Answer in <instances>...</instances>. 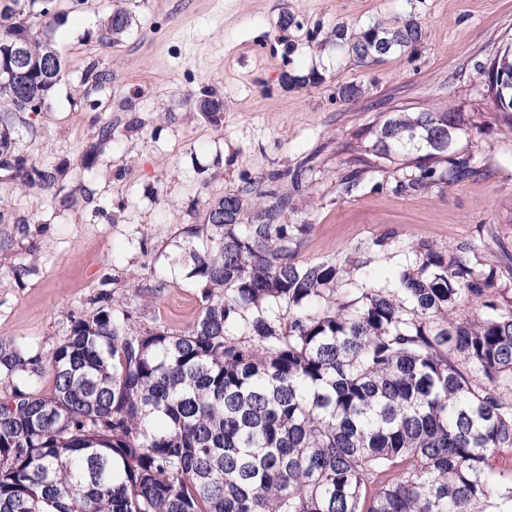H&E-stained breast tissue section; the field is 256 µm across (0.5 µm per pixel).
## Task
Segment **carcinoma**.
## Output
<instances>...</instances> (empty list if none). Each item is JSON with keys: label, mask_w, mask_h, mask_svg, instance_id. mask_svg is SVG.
Listing matches in <instances>:
<instances>
[{"label": "carcinoma", "mask_w": 512, "mask_h": 512, "mask_svg": "<svg viewBox=\"0 0 512 512\" xmlns=\"http://www.w3.org/2000/svg\"><path fill=\"white\" fill-rule=\"evenodd\" d=\"M57 0H0V172L65 210L64 169L17 153L27 113L52 109L66 62L39 37L62 21ZM114 12L104 42L127 31ZM416 23L353 37L359 66L416 49ZM112 73L89 62L75 85L97 109ZM195 108L217 122L203 86ZM464 116L398 112L374 133L377 157L426 151L402 192L473 169L448 156ZM118 136L101 123L96 145ZM308 160L212 199L185 234L202 309L183 333L132 329L109 293L69 314L43 357L0 343V512H512V309L494 275L429 243L390 288L354 297L348 264L300 263L305 224L287 186ZM474 307L455 316L461 300ZM50 392L36 389L45 372Z\"/></svg>", "instance_id": "carcinoma-1"}]
</instances>
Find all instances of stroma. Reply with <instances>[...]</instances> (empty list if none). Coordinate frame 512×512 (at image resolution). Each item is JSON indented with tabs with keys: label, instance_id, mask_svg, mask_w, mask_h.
Masks as SVG:
<instances>
[{
	"label": "stroma",
	"instance_id": "stroma-1",
	"mask_svg": "<svg viewBox=\"0 0 512 512\" xmlns=\"http://www.w3.org/2000/svg\"><path fill=\"white\" fill-rule=\"evenodd\" d=\"M66 17L51 32L72 74L89 61L112 73L97 111L80 110L61 84L52 111L28 115L16 149L34 162L65 163L72 185L94 189L90 203L61 210L32 190L0 181V212L24 217L28 235L0 249V340L49 353L66 315L92 314L111 292L138 329L184 332L201 307L188 272L183 230L201 223L209 198L237 191L274 169L311 157L289 223L307 225L300 262L354 261L356 288L388 286L413 247L465 248L476 271L494 272L493 293L512 306V114L496 111L483 76L512 44V0H61ZM130 11L114 44L98 40L103 19ZM294 17L288 30L283 14ZM416 22V50L378 64L352 63L336 26L358 33L381 22ZM305 76L287 85L284 75ZM210 86L224 100L219 122L203 119L194 94ZM359 90L346 101L340 89ZM133 110H126V100ZM461 112L454 152L471 177L400 192L415 153L366 152L372 131L395 112ZM119 136L92 168L80 156L99 122ZM113 210L114 221L96 216ZM29 267L16 277V267ZM158 276V294L139 279Z\"/></svg>",
	"mask_w": 512,
	"mask_h": 512
}]
</instances>
